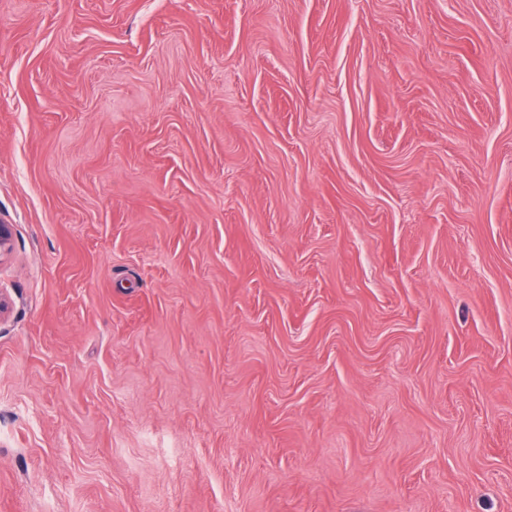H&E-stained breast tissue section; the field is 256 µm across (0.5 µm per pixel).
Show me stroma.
Instances as JSON below:
<instances>
[{
    "instance_id": "obj_1",
    "label": "stroma",
    "mask_w": 512,
    "mask_h": 512,
    "mask_svg": "<svg viewBox=\"0 0 512 512\" xmlns=\"http://www.w3.org/2000/svg\"><path fill=\"white\" fill-rule=\"evenodd\" d=\"M0 512H512V0H0Z\"/></svg>"
}]
</instances>
